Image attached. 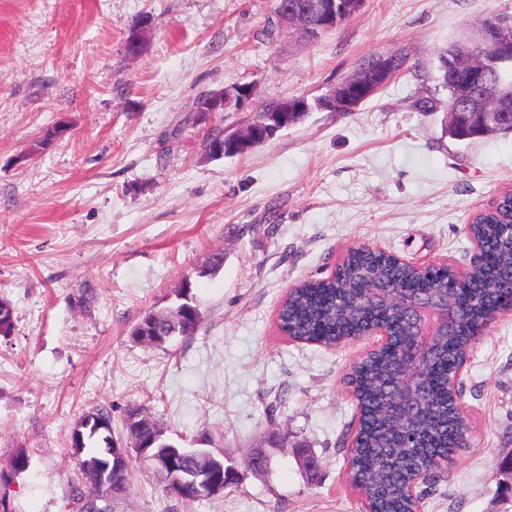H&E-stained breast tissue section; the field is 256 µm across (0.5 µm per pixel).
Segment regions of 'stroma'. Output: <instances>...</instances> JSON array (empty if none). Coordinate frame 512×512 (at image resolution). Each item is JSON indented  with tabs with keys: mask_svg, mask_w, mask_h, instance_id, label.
Wrapping results in <instances>:
<instances>
[{
	"mask_svg": "<svg viewBox=\"0 0 512 512\" xmlns=\"http://www.w3.org/2000/svg\"><path fill=\"white\" fill-rule=\"evenodd\" d=\"M272 0H0V512H73L68 433L94 407L123 434L140 406L187 448L223 457L222 495L164 496L133 466L115 512H360L348 479L358 427L346 385L370 337L334 348L277 328L290 287L325 279L351 248L468 268L466 226L512 187V133L451 139L417 111L437 55L512 0H364L307 43ZM145 21L146 46L124 41ZM408 70L349 112L315 110L233 158L209 156L196 98L237 84L255 103L315 99L373 55ZM224 256L210 271L213 254ZM201 323L162 348L133 341L183 280ZM466 448L420 491L424 512H512V312L495 315L457 382ZM270 459L249 469L251 451Z\"/></svg>",
	"mask_w": 512,
	"mask_h": 512,
	"instance_id": "1",
	"label": "stroma"
}]
</instances>
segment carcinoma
Segmentation results:
<instances>
[{
    "instance_id": "1",
    "label": "carcinoma",
    "mask_w": 512,
    "mask_h": 512,
    "mask_svg": "<svg viewBox=\"0 0 512 512\" xmlns=\"http://www.w3.org/2000/svg\"><path fill=\"white\" fill-rule=\"evenodd\" d=\"M490 25L495 39L512 43V22L497 15L484 20ZM470 46L467 37L455 40L438 57L439 87L444 98L417 102L420 112H454L462 105L464 74L453 68L454 57ZM490 60L489 80L512 84V56L502 60L490 45L477 46ZM469 236L482 241L486 247L485 263L470 270L464 284H458L449 271L433 270L419 275L412 268L397 264L390 256L373 252H348L341 270L334 277L309 280L290 292L278 314L280 331L293 340L332 346L346 333L385 316V311L354 304L360 289L371 279L390 288L408 291L424 290L443 285L459 298L462 322L451 335L434 338L426 363L429 392L424 398L420 417V438L415 448H403L394 419L387 408L393 392L392 354L376 353L353 367L350 384L353 395L362 409L357 428V447L351 450V485L361 495L364 512H413V503L405 486L412 474L432 468L435 457L455 452L454 438L461 429L469 427L460 415L454 395L448 389V369L456 355L475 337L487 312L497 304L490 285L512 268V252L504 242V227L499 218L483 224L468 225ZM198 324L189 316L178 313L173 323L159 329L160 334L190 336ZM111 415L105 407L84 413L71 433H84V447L72 449L78 456L80 482L73 484L72 500L75 512H112L115 501L124 492L98 486L96 466L103 460L107 440L102 434L85 431L84 418L92 415Z\"/></svg>"
}]
</instances>
